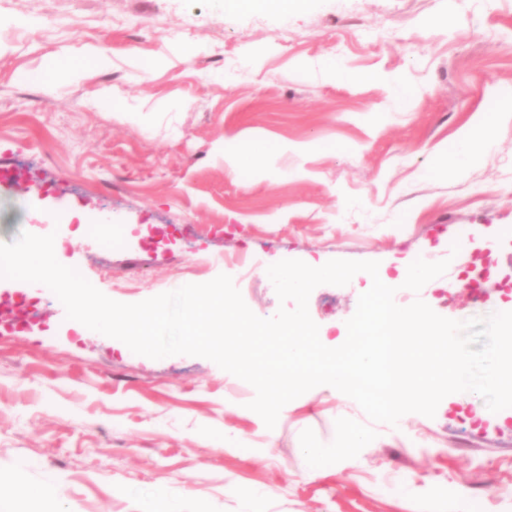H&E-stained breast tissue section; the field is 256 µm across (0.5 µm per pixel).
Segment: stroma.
<instances>
[{"mask_svg":"<svg viewBox=\"0 0 512 512\" xmlns=\"http://www.w3.org/2000/svg\"><path fill=\"white\" fill-rule=\"evenodd\" d=\"M82 53L100 64L27 79ZM510 96L512 0H0V167L30 170L0 185V241L54 234L57 260L123 303L225 274L263 318L278 261H375L384 280L458 241L490 270L480 296L451 265L395 301L485 317L512 309V115L464 172L440 162ZM258 142L272 147L260 168L233 170ZM371 284L315 288L320 335L343 340ZM16 293L37 306L0 334V481L57 485L55 512H163L169 497L186 512H420L464 488L476 495L453 512H512L492 493L512 489V412L480 396L407 414L400 432L374 424L354 461L317 476L307 448L365 417L348 396L316 387L270 430L211 360L134 354L76 329L49 289L0 279V297ZM228 430L247 447L222 449Z\"/></svg>","mask_w":512,"mask_h":512,"instance_id":"obj_1","label":"stroma"}]
</instances>
